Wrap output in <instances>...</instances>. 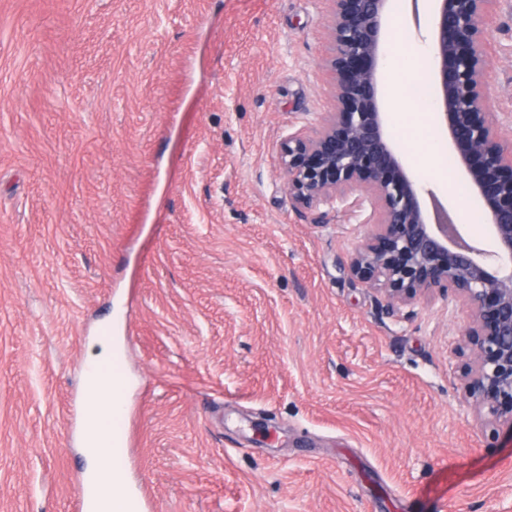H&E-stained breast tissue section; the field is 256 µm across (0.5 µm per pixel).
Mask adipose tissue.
Listing matches in <instances>:
<instances>
[{
  "instance_id": "adipose-tissue-1",
  "label": "adipose tissue",
  "mask_w": 512,
  "mask_h": 512,
  "mask_svg": "<svg viewBox=\"0 0 512 512\" xmlns=\"http://www.w3.org/2000/svg\"><path fill=\"white\" fill-rule=\"evenodd\" d=\"M86 421L84 429V451L90 459L89 474L97 481L98 495L103 512H120L113 496V488L123 477L113 469L112 456L103 446L105 432L114 412L122 411L123 404L112 396V382L94 373H86L84 380Z\"/></svg>"
}]
</instances>
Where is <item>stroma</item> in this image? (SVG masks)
<instances>
[{"instance_id":"obj_1","label":"stroma","mask_w":512,"mask_h":512,"mask_svg":"<svg viewBox=\"0 0 512 512\" xmlns=\"http://www.w3.org/2000/svg\"><path fill=\"white\" fill-rule=\"evenodd\" d=\"M326 0H0V512H80L83 369L123 347L142 512H512V443L458 388L442 293L388 314L373 230L296 209L281 141L335 111ZM391 132L464 236L427 0H396ZM483 53L512 108V0Z\"/></svg>"}]
</instances>
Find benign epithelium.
I'll use <instances>...</instances> for the list:
<instances>
[{
    "mask_svg": "<svg viewBox=\"0 0 512 512\" xmlns=\"http://www.w3.org/2000/svg\"><path fill=\"white\" fill-rule=\"evenodd\" d=\"M336 111L280 144L288 194L316 223L341 210L376 230L350 274L391 311L439 290L469 313L457 350L469 352L461 390L478 419L512 441V145L486 118L482 45L497 0H432L429 63L436 121L458 149L457 168L480 206L493 249L467 240L442 206L430 217L423 186L388 130L380 61L392 0H328Z\"/></svg>",
    "mask_w": 512,
    "mask_h": 512,
    "instance_id": "benign-epithelium-1",
    "label": "benign epithelium"
}]
</instances>
